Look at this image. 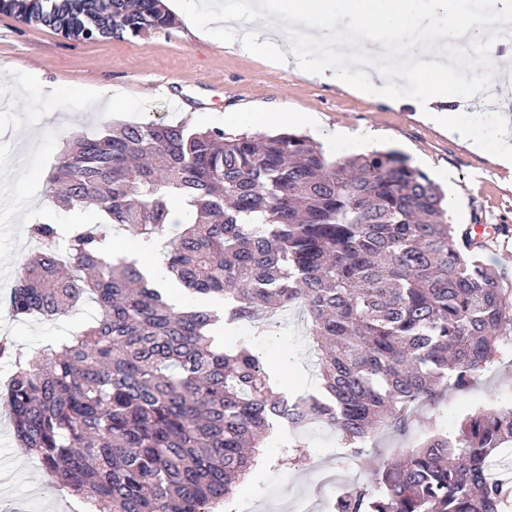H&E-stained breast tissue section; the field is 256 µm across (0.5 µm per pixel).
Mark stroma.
Instances as JSON below:
<instances>
[{"label":"stroma","mask_w":512,"mask_h":512,"mask_svg":"<svg viewBox=\"0 0 512 512\" xmlns=\"http://www.w3.org/2000/svg\"><path fill=\"white\" fill-rule=\"evenodd\" d=\"M98 88L123 91L125 107L106 111L94 94ZM250 108L315 116V127L301 126L297 132L321 146L332 161L372 150L401 153L447 192L449 221L459 228L512 226V181L457 139L416 119L411 97L400 90L386 98L356 97L239 54L225 46L223 36L201 39L182 17L174 27L132 42H82L0 13V336L13 337L22 352L36 356L46 342L69 335L95 315L86 304L51 323L36 317L18 320L3 298L35 250L28 224L49 220L65 233L73 227V212L60 208L51 194L35 196L65 136L94 135L118 122L219 126L229 133L233 127L225 123V113ZM51 111L56 114L52 120L47 117ZM271 322L277 339L266 347L267 360L291 356L298 367L291 395L313 391L318 367L303 309L292 306ZM510 405L512 344H507L468 391H451L434 404L416 407L404 432L374 431L359 466L344 457L342 442L328 428L294 432L284 424L275 427L261 450L262 463L238 487L235 499L249 512H296L304 500L315 512H332L338 494L368 481L373 468L398 461L429 433H453L458 419L472 409ZM297 440L306 448L304 461L278 465L285 448ZM73 505V498L49 488L42 470L16 442L9 415L0 411V512H75Z\"/></svg>","instance_id":"35a3bbf8"}]
</instances>
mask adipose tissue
<instances>
[{"label": "adipose tissue", "instance_id": "obj_1", "mask_svg": "<svg viewBox=\"0 0 512 512\" xmlns=\"http://www.w3.org/2000/svg\"><path fill=\"white\" fill-rule=\"evenodd\" d=\"M411 0H252L248 22L252 35L233 41L239 53L267 61L287 62L284 43L300 34L305 59L297 71L330 82L359 96L380 95L396 82L407 83L418 114L440 132L456 137L467 148L482 152L480 131L452 121L461 111L462 88L494 84L512 72V57H484L486 40H500L512 27V5L484 15L470 0H424L419 15L409 13ZM471 46L449 57L448 47L466 30ZM343 41L348 50L333 64L322 63L327 45ZM431 66L416 63L419 54Z\"/></svg>", "mask_w": 512, "mask_h": 512}]
</instances>
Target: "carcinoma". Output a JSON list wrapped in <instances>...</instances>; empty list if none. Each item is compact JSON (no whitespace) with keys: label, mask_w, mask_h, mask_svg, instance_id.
<instances>
[{"label":"carcinoma","mask_w":512,"mask_h":512,"mask_svg":"<svg viewBox=\"0 0 512 512\" xmlns=\"http://www.w3.org/2000/svg\"><path fill=\"white\" fill-rule=\"evenodd\" d=\"M0 13L82 41L176 22L161 0H0ZM49 182L63 208L97 219L65 238L55 223L28 226L39 248L10 310L55 320L87 299L96 315L37 358L1 336L12 373L0 407L50 488L89 512H214L258 463L287 399L256 352L263 335L215 342L213 301L230 330L305 308L322 392L296 398L290 426L326 425L359 453L373 429L403 431L417 404L467 390L512 335V288L479 259L512 229L457 234L440 187L394 150L331 162L290 132L125 124L75 137ZM176 200L184 220L169 238ZM114 224L164 246L192 309H174L138 260L101 249ZM510 447L512 408L473 410L334 512H512V480L487 477Z\"/></svg>","instance_id":"1"}]
</instances>
